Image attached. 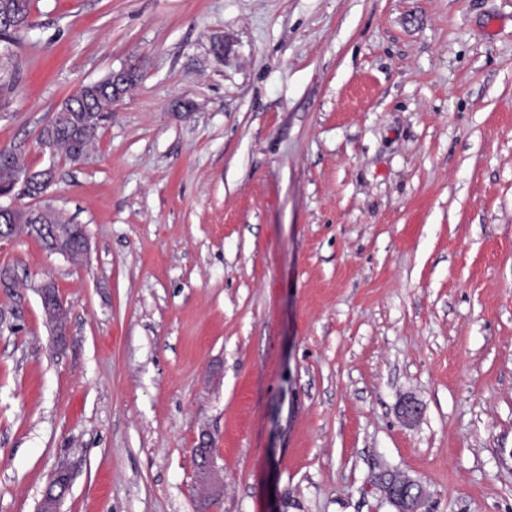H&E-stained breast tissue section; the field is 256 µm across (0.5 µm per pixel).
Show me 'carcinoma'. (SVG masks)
I'll list each match as a JSON object with an SVG mask.
<instances>
[{
  "label": "carcinoma",
  "mask_w": 512,
  "mask_h": 512,
  "mask_svg": "<svg viewBox=\"0 0 512 512\" xmlns=\"http://www.w3.org/2000/svg\"><path fill=\"white\" fill-rule=\"evenodd\" d=\"M13 11L20 28L4 31L1 36L8 40H19L24 26L30 20L32 0H0V11ZM73 109L58 124L41 130L39 139H44L54 151L71 162L85 158L95 143L105 112L112 107V85L105 81L94 89L81 87L72 96ZM30 171L22 153L0 149V187L10 185L14 178Z\"/></svg>",
  "instance_id": "obj_1"
}]
</instances>
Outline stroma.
Returning a JSON list of instances; mask_svg holds the SVG:
<instances>
[{"label": "stroma", "mask_w": 512, "mask_h": 512, "mask_svg": "<svg viewBox=\"0 0 512 512\" xmlns=\"http://www.w3.org/2000/svg\"><path fill=\"white\" fill-rule=\"evenodd\" d=\"M129 67L86 160L39 144ZM6 148L90 250L0 241V512L62 467L59 512H512V0H35ZM385 494L397 512H419L425 497L422 485L412 479H405L398 486L389 482Z\"/></svg>", "instance_id": "1"}]
</instances>
